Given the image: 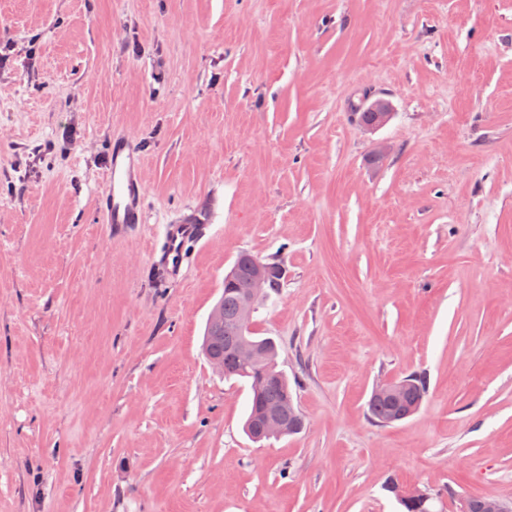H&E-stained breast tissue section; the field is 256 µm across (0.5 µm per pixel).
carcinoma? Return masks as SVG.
<instances>
[{
    "label": "carcinoma",
    "instance_id": "carcinoma-1",
    "mask_svg": "<svg viewBox=\"0 0 512 512\" xmlns=\"http://www.w3.org/2000/svg\"><path fill=\"white\" fill-rule=\"evenodd\" d=\"M257 258L251 254L240 255L233 265V283L224 284V294L218 301L224 309V325L207 323L204 334V349L208 354L221 357L224 360V375L239 377L249 382L251 402L244 423V431L248 437L260 429L262 413L266 408H288L293 401L288 377L277 370V346L270 338L249 336V339L263 346L266 354L261 361L245 368L238 361L235 348L244 340L237 332L228 328L235 321L241 309V295L239 285L246 282L251 276ZM372 417L378 422L387 418L397 417L407 410V404L389 400H377L369 403Z\"/></svg>",
    "mask_w": 512,
    "mask_h": 512
}]
</instances>
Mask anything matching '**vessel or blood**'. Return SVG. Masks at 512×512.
<instances>
[{
    "instance_id": "b4317fda",
    "label": "vessel or blood",
    "mask_w": 512,
    "mask_h": 512,
    "mask_svg": "<svg viewBox=\"0 0 512 512\" xmlns=\"http://www.w3.org/2000/svg\"><path fill=\"white\" fill-rule=\"evenodd\" d=\"M139 164L140 155L131 139L112 138L104 165L106 189L99 200L102 223L116 229L143 223L145 188ZM201 235L202 225L192 215L166 221L161 265L170 269L181 267L187 244L200 240Z\"/></svg>"
}]
</instances>
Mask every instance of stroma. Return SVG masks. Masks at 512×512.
I'll list each match as a JSON object with an SVG mask.
<instances>
[{
    "mask_svg": "<svg viewBox=\"0 0 512 512\" xmlns=\"http://www.w3.org/2000/svg\"><path fill=\"white\" fill-rule=\"evenodd\" d=\"M0 512L512 501V0H0ZM377 127L355 116L374 103ZM146 221L97 198L112 135ZM210 207L181 272L167 218ZM305 420L252 441L202 351L240 253ZM418 374L410 418L382 382ZM404 382H407L408 387ZM408 388L412 396V402H419V406L416 407V403L412 404L405 416L413 414L420 407L425 394V382L420 375L407 376L399 382L388 381L379 384L371 395V398L377 401H370L369 403L372 417L382 423L385 419L397 417L406 411L408 407L406 403L389 400L404 398L407 395Z\"/></svg>",
    "mask_w": 512,
    "mask_h": 512,
    "instance_id": "35a3bbf8",
    "label": "stroma"
}]
</instances>
